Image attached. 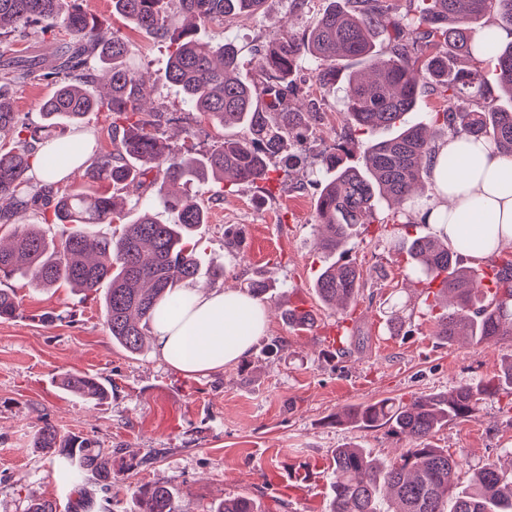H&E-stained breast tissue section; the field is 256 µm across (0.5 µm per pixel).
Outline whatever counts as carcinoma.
Returning <instances> with one entry per match:
<instances>
[{"mask_svg":"<svg viewBox=\"0 0 512 512\" xmlns=\"http://www.w3.org/2000/svg\"><path fill=\"white\" fill-rule=\"evenodd\" d=\"M264 0H112V11L137 29L169 42L168 78L183 102L223 130L245 129L247 137L227 135L216 148L198 153L189 143L170 149L155 130L152 113L140 108L143 73L133 61L128 40L107 35L83 0H0V224H18L28 210L46 208L43 220L64 226L60 239L45 236L38 224H19L9 247H0V278L27 279L42 288L62 284L92 295L105 288L103 303L112 341L130 355L143 351L153 321L179 304V284L198 278L199 227L208 205L189 192L212 182L213 197L229 185L265 186L273 181L271 160L284 175L300 160L288 142L301 141L311 112L291 106L301 88L291 79L297 63L309 61L319 89L328 92L350 61L371 71L364 80L347 75L344 112L361 133L392 132L367 151L365 168L345 166L347 145L323 153V177L316 199L320 246L344 247L357 228L376 221L387 204L386 223L405 234L388 253L406 255L408 275L432 292L426 316L433 335L449 345L482 344L512 336V254L500 250L489 270L462 265L463 256L485 248L481 239L463 236L454 243L436 234L413 232L411 192L430 180V161L445 135L481 139L512 158V41L503 44L490 26L512 32V0H327L310 26L283 31L256 49L260 87L240 77L237 46L202 42L201 26H244ZM29 42L53 47L45 63L18 48ZM111 73L108 92L95 89L96 73ZM54 80L42 105V129L18 120L14 94L35 81ZM429 91L446 108L427 121L407 116ZM103 109L112 120L113 149L90 158L84 176L124 190L147 185L164 204L167 217L135 199L127 219L125 204L100 191L57 182L38 184L33 158L47 145L51 154L85 117ZM124 222L120 236L94 241L82 230L90 224ZM362 286L358 267L332 263L315 281L314 292L326 308L356 301ZM21 300L0 288V319L15 318ZM289 325L305 330L315 313L298 306L282 312ZM61 385L70 392L101 399L107 386L99 379L67 373ZM512 397V359L499 377L459 384L406 401L381 400L351 406L336 414L338 425L388 429L407 442L398 460L380 466L362 448L344 445L332 454V496L328 512H512V463L504 470L488 462L462 472L467 461L432 443L450 421L465 420L487 399ZM35 447L58 460L61 480L91 508L85 482L106 486L121 481L112 458L87 438L64 437L47 424ZM136 512H176L173 483L158 477L134 490ZM215 512H257L252 498L226 499Z\"/></svg>","mask_w":512,"mask_h":512,"instance_id":"obj_1","label":"carcinoma"}]
</instances>
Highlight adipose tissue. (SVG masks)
<instances>
[{"label": "adipose tissue", "mask_w": 512, "mask_h": 512, "mask_svg": "<svg viewBox=\"0 0 512 512\" xmlns=\"http://www.w3.org/2000/svg\"><path fill=\"white\" fill-rule=\"evenodd\" d=\"M67 152L53 162L37 153L36 180L52 182L70 174L76 160L90 156L92 136L76 132L66 139ZM460 162L449 174V158ZM434 194L415 205L434 233L456 238L462 234L486 240L480 259L512 243V158L488 148L483 141L448 137L441 141L431 164ZM184 301L164 321L153 324L157 355L187 375L222 370L245 356L256 337L268 328L266 307L239 292L183 289Z\"/></svg>", "instance_id": "adipose-tissue-1"}]
</instances>
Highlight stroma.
<instances>
[{
  "instance_id": "1",
  "label": "stroma",
  "mask_w": 512,
  "mask_h": 512,
  "mask_svg": "<svg viewBox=\"0 0 512 512\" xmlns=\"http://www.w3.org/2000/svg\"><path fill=\"white\" fill-rule=\"evenodd\" d=\"M88 4L104 29L131 42L146 75L143 105L159 111L165 143L179 146L189 130L198 150L218 146L223 130L188 111L179 89L166 80L167 43L133 29L113 13L112 0ZM323 4L311 0L299 10L293 0H266L247 25L207 27L198 36L233 41L241 75L250 78L254 47L280 29L305 28ZM297 82L310 87L309 107L316 113L300 145L304 167L286 182H272L266 192L246 184L227 188L200 229L206 265L223 267L224 276L197 279L196 287L241 290L253 278L271 286L269 327L246 357L224 370L189 376L160 360L153 347L132 356L114 344L99 300L69 288L45 290L8 280L22 307L18 317L0 321V512H26L34 500L71 512V488L34 446L47 423L61 435L94 441L123 477L119 491L88 480L96 512H134L136 486L160 476L174 481L177 512H213L239 495L252 497L260 512H326L335 448L356 444L390 462L403 446L386 429L336 426L331 416L354 405L445 392L501 373L512 356V338L441 343L423 314L421 287L406 278L402 257L387 256L375 223L359 228L346 246L345 256L362 271L363 288L347 316L352 339L343 354L328 353L324 339L334 335L337 316L320 307L313 286L321 267L342 255L317 244L315 190L307 179L319 167L318 153L332 150L347 125L338 93L312 89L309 65H302ZM230 227L240 232L241 246L226 245ZM302 301L317 316L313 327L299 331L280 312ZM393 306L402 312L398 333L386 322ZM275 339L280 346L273 351ZM71 372L105 382L108 397L65 391L59 379ZM433 442L473 466L507 462L512 407L503 398L483 401L471 417L441 428Z\"/></svg>"
}]
</instances>
